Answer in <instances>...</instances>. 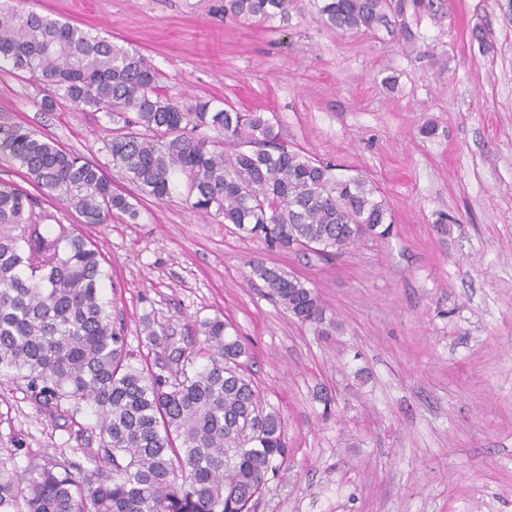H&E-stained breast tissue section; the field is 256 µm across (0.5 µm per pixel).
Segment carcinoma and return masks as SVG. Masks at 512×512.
Returning <instances> with one entry per match:
<instances>
[{
    "instance_id": "1",
    "label": "carcinoma",
    "mask_w": 512,
    "mask_h": 512,
    "mask_svg": "<svg viewBox=\"0 0 512 512\" xmlns=\"http://www.w3.org/2000/svg\"><path fill=\"white\" fill-rule=\"evenodd\" d=\"M297 0H224V15L285 24ZM407 0H319L343 31H412ZM39 73L79 111L112 121L104 147L141 192L170 197L186 178L191 209L290 252L341 253L390 234L378 187L288 148L275 116L209 100L184 104L151 59L33 9L0 5V63ZM0 155L87 224L137 219V204L101 168L0 116ZM267 296L302 324L333 321L318 292L288 272L251 265ZM99 250L26 190L0 184V373L24 381L50 414L89 410L100 448L94 469L30 456L0 457V512H256L288 461L279 410L251 371V350L224 316L200 321L199 348L173 349L156 372L134 361L101 295ZM105 457L112 469L97 467Z\"/></svg>"
}]
</instances>
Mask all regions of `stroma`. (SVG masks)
<instances>
[{"mask_svg": "<svg viewBox=\"0 0 512 512\" xmlns=\"http://www.w3.org/2000/svg\"><path fill=\"white\" fill-rule=\"evenodd\" d=\"M42 14L148 56L182 100L276 113L282 136L367 176L392 234L323 258L203 218L186 188L158 202L113 167L111 123L46 93L37 73L0 69V114L101 167L136 222L65 221L98 247L105 300L136 360L161 367L144 326L202 340L223 315L249 343L290 455L257 512H512V15L496 0L407 11L414 39L340 31L299 0L288 23H245L224 0H29ZM486 43L471 36L474 25ZM306 280L335 328L321 336L263 295L250 262ZM96 417L50 416L0 378V449L15 464L84 462Z\"/></svg>", "mask_w": 512, "mask_h": 512, "instance_id": "35a3bbf8", "label": "stroma"}]
</instances>
